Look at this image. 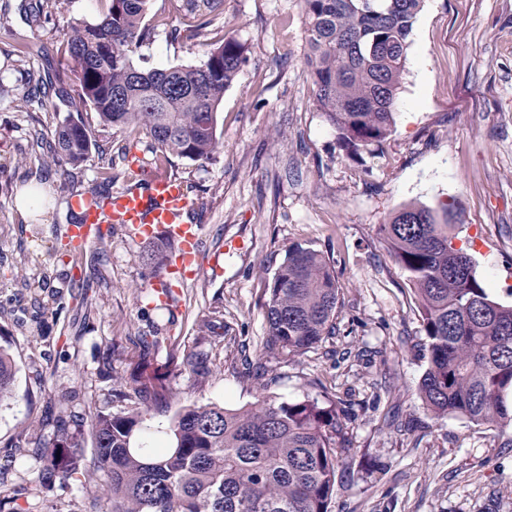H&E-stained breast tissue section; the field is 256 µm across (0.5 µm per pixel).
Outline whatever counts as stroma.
<instances>
[{
  "label": "stroma",
  "instance_id": "obj_1",
  "mask_svg": "<svg viewBox=\"0 0 512 512\" xmlns=\"http://www.w3.org/2000/svg\"><path fill=\"white\" fill-rule=\"evenodd\" d=\"M0 0V346L16 364L13 397L0 404V498L35 486V449L60 425L85 455L97 414L130 407L145 377L160 376L163 408L146 415L143 440L193 403L252 406L263 396L344 401L350 451L340 461L332 512H512V436L458 417L433 421L420 394L427 368L415 293L378 233L407 205L459 206L456 232L490 294L512 304V0H424L410 36L396 123L380 144L349 157L315 106L301 0H224L214 40L244 43L247 61L225 91L222 149L203 164L172 159L165 174L188 188L201 238L193 277L168 302L150 287L148 240L110 226L81 253L62 240L75 192L113 188L136 163H154L151 138L99 125L84 113L95 147L79 167L33 145L74 113V92L40 102L37 76L64 72L73 26L96 23L107 0H59L47 14ZM146 68L196 65L195 22L172 0H153ZM45 56H23L24 46ZM35 201L21 207L22 189ZM322 253L340 288L336 333L273 364L275 382L246 375L267 332L265 290L291 246ZM210 357L198 378L172 353ZM108 478L19 498L23 512H112Z\"/></svg>",
  "mask_w": 512,
  "mask_h": 512
}]
</instances>
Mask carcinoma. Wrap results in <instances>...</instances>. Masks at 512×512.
<instances>
[{"mask_svg":"<svg viewBox=\"0 0 512 512\" xmlns=\"http://www.w3.org/2000/svg\"><path fill=\"white\" fill-rule=\"evenodd\" d=\"M152 0H109L96 24L68 39L77 111L90 109L104 127L144 130L164 166L175 156L208 162L221 148L218 110L246 61L232 36L208 38L224 0H180L196 21L205 60L199 65L145 69L132 55L149 39L144 20ZM316 104L351 156L381 143L395 123L396 99L410 36L423 0H301ZM92 135L72 115L57 127L50 153L80 165ZM453 205L442 214L419 205L399 210L379 233L407 274L419 300L429 354L420 394L435 420L448 416L512 430V304L496 300L477 277L467 249L451 233L462 220ZM263 357L280 361L305 353L335 333L338 285L327 259L299 245L288 250L267 288ZM181 364L203 377L202 354ZM15 363L0 348V402L12 395ZM139 406L100 413L91 423L95 453L77 437L38 454L42 486L82 472L107 473L112 512H331L338 452H346L336 404L305 396L265 397L250 408L194 405L168 426L165 447L136 444L142 408H160L164 389H135Z\"/></svg>","mask_w":512,"mask_h":512,"instance_id":"1","label":"carcinoma"}]
</instances>
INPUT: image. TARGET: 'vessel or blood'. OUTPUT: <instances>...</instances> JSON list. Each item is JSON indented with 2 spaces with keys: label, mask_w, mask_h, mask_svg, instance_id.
<instances>
[{
  "label": "vessel or blood",
  "mask_w": 512,
  "mask_h": 512,
  "mask_svg": "<svg viewBox=\"0 0 512 512\" xmlns=\"http://www.w3.org/2000/svg\"><path fill=\"white\" fill-rule=\"evenodd\" d=\"M136 184L110 191L100 197H84L77 204L79 221L67 225L65 238L76 249L98 241L105 225L122 226L135 238L165 235L178 245L164 270L174 274L184 270L197 247L201 227L189 218L194 208L183 185L151 168L138 173Z\"/></svg>",
  "instance_id": "1"
}]
</instances>
